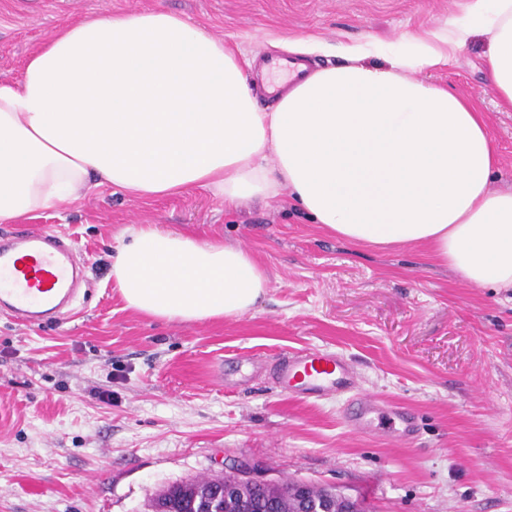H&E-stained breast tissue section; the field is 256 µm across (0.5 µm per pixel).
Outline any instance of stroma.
<instances>
[{
  "label": "stroma",
  "instance_id": "obj_1",
  "mask_svg": "<svg viewBox=\"0 0 512 512\" xmlns=\"http://www.w3.org/2000/svg\"><path fill=\"white\" fill-rule=\"evenodd\" d=\"M467 0H0V81L19 78L58 29L92 15L162 9L255 61L308 38L342 45L423 35ZM474 36L427 80L476 102L512 190V112L487 83ZM133 224L249 250L265 296L238 319L164 323L127 309L109 278ZM76 243L87 295L60 319L0 313V512H148L179 482L250 469L304 479L368 512H512V290L471 287L423 245L358 246L288 194L241 206L206 192L136 198L110 188L0 224ZM302 347L343 354L363 389L416 418L402 444L351 431L343 400L302 402L258 376L228 391L211 366ZM112 392L111 404L95 397Z\"/></svg>",
  "mask_w": 512,
  "mask_h": 512
}]
</instances>
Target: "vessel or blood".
<instances>
[{
    "mask_svg": "<svg viewBox=\"0 0 512 512\" xmlns=\"http://www.w3.org/2000/svg\"><path fill=\"white\" fill-rule=\"evenodd\" d=\"M73 254V245L52 229L21 230L10 242L0 241V309L29 324L70 312L79 295ZM241 365L243 384L265 373L280 392L294 399H344L349 408L344 420L351 430H381L401 441L415 436L416 423L407 412L386 408L361 392L355 368L340 354L306 347L273 363L249 355Z\"/></svg>",
    "mask_w": 512,
    "mask_h": 512,
    "instance_id": "vessel-or-blood-1",
    "label": "vessel or blood"
}]
</instances>
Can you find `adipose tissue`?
I'll use <instances>...</instances> for the list:
<instances>
[{
	"mask_svg": "<svg viewBox=\"0 0 512 512\" xmlns=\"http://www.w3.org/2000/svg\"><path fill=\"white\" fill-rule=\"evenodd\" d=\"M478 34L512 109V0H468L390 49L344 46L345 64L312 70L269 110L223 40L180 15L68 26L0 82V223L103 186L139 198L203 189L233 204L286 192L353 244H423L461 282L512 289V190L490 188L489 127L422 77ZM110 276L126 307L167 322L243 317L268 284L251 252L156 224L124 230Z\"/></svg>",
	"mask_w": 512,
	"mask_h": 512,
	"instance_id": "obj_1",
	"label": "adipose tissue"
}]
</instances>
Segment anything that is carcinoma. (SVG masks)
Listing matches in <instances>:
<instances>
[{"instance_id":"cac0c4a2","label":"carcinoma","mask_w":512,"mask_h":512,"mask_svg":"<svg viewBox=\"0 0 512 512\" xmlns=\"http://www.w3.org/2000/svg\"><path fill=\"white\" fill-rule=\"evenodd\" d=\"M224 486L218 512H305L300 495L294 493L296 482L272 481L255 485L240 472H229L219 478L197 479L168 486L150 499L152 512H206L205 505L211 490Z\"/></svg>"}]
</instances>
